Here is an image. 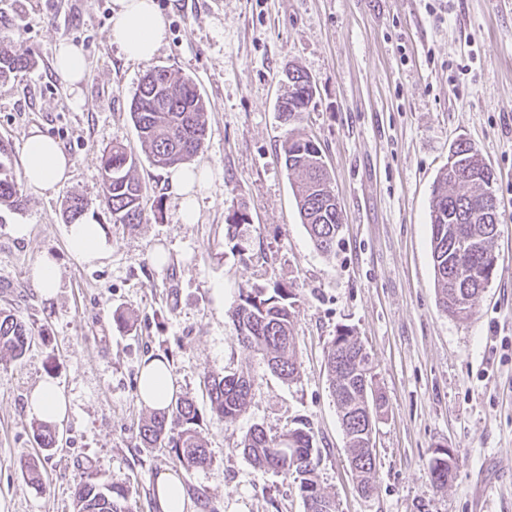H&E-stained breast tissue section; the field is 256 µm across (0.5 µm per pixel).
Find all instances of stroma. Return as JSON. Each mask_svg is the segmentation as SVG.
Segmentation results:
<instances>
[{"mask_svg": "<svg viewBox=\"0 0 512 512\" xmlns=\"http://www.w3.org/2000/svg\"><path fill=\"white\" fill-rule=\"evenodd\" d=\"M168 37L150 63L126 60L109 39L114 0H0V37L30 68L0 82V142L20 164L30 129L74 163L57 192H24L0 205V308L33 324L21 359L0 351V512H75L79 483L129 489L128 512H155L153 478L176 469L165 449L137 445L149 413L137 393L144 362L169 360L177 394L196 401L210 465L183 482L186 512H305L292 476L255 469L241 441L306 425L317 473L336 512H512V0H156ZM83 47L86 71L71 88L54 70L59 42ZM295 64L317 91L300 123L275 110L282 68ZM192 80L207 105L208 134L193 162L211 171L197 223H182L168 171L141 159L137 174L162 216L113 223L99 201L100 156L119 141L140 151L129 103L148 65ZM319 146L343 226L331 253L302 223L282 159L287 133ZM470 142L495 173L501 205L491 280L464 319L438 306L430 203L448 151ZM89 203L110 250L78 265L66 244L67 196ZM247 213L234 236L226 219ZM30 227L28 238L12 234ZM167 253L156 267V251ZM57 262L46 298L29 273ZM224 285V305L211 290ZM284 284L297 295V380L270 372L239 342L229 316L240 287ZM128 320L114 321V312ZM359 336L386 398L373 436L376 489L358 493L331 396L325 352L337 329ZM244 371L246 412L212 416L206 373ZM62 387L71 413L59 443L39 447L26 412L39 382ZM451 449L455 470L437 488L429 464ZM36 459L42 473L22 472Z\"/></svg>", "mask_w": 512, "mask_h": 512, "instance_id": "stroma-1", "label": "stroma"}]
</instances>
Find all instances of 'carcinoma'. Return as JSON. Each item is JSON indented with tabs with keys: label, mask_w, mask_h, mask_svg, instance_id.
Instances as JSON below:
<instances>
[{
	"label": "carcinoma",
	"mask_w": 512,
	"mask_h": 512,
	"mask_svg": "<svg viewBox=\"0 0 512 512\" xmlns=\"http://www.w3.org/2000/svg\"><path fill=\"white\" fill-rule=\"evenodd\" d=\"M30 66L11 43L0 40V80ZM282 81L292 88L279 105L280 118L288 125L302 116L303 98H312L315 85L309 75L290 65L282 71ZM207 105L196 86L164 67L145 71L131 99L129 114L151 164L169 168L184 164L201 149L206 132ZM287 170L299 177L296 185L299 214L317 250L330 253L336 245L341 213L326 191L329 182L321 151L310 138L286 137L283 144ZM138 158L124 144L115 142L100 159L102 196L100 203L114 224L136 226L159 218L161 204L147 206L146 189L134 172ZM437 193L430 205L431 247L435 285L441 309L453 317L471 312L479 290L491 279L492 270L484 254L492 252L494 235L490 225L473 211V201L483 195L477 182L437 179ZM13 210L23 206L20 185L7 145L0 142V204ZM87 203L79 195L65 202L64 215L73 224L86 215ZM296 293L276 285L268 288L254 283L238 290L230 311L238 340L260 353L273 373L285 381L299 377L300 363L293 342ZM35 339L33 325L7 309H0V350L21 358ZM363 345L353 331L341 328L329 342L326 367L330 388L349 448V464L357 484L374 491L375 463L366 457L368 420H377V409L385 408L384 396L373 387L371 361L359 356ZM204 384L213 416L235 422L249 403L252 380L243 372H211ZM200 412L195 401L179 396L164 409L154 410L138 427L144 448H169L179 466L189 475L211 462V455L199 436ZM38 445L50 450L58 444L52 424L34 429ZM243 454L259 470L292 475L306 512H335L326 509L332 499L325 495L316 475L317 453L308 427L290 428L270 437L263 427L253 426L243 437ZM454 458L434 454L430 462L433 484L445 488L452 478ZM128 490L110 482L102 486L79 484L74 492L76 512H126L123 502Z\"/></svg>",
	"instance_id": "1"
}]
</instances>
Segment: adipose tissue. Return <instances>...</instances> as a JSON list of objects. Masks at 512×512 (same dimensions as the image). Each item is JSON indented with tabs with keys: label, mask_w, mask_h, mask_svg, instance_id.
I'll return each mask as SVG.
<instances>
[{
	"label": "adipose tissue",
	"mask_w": 512,
	"mask_h": 512,
	"mask_svg": "<svg viewBox=\"0 0 512 512\" xmlns=\"http://www.w3.org/2000/svg\"><path fill=\"white\" fill-rule=\"evenodd\" d=\"M109 32L112 44L119 46L133 61L150 60L164 44L166 24L155 0H115ZM22 173L27 188L37 194L59 189L69 182L73 162L56 141L39 129H32L22 151ZM210 177L207 168L177 166L169 171V182L179 198L183 223H196L198 206L196 194ZM67 249L79 264L93 265L104 259L109 244L101 225L85 219L70 225L67 231ZM141 401L152 409L166 407L174 397L172 371L164 357L148 360L138 379ZM27 411L40 421L56 424L66 419L68 400L59 387L50 382L39 383L27 399ZM154 505L156 512H185L187 496L182 479L174 472L164 470L154 477Z\"/></svg>",
	"instance_id": "adipose-tissue-1"
}]
</instances>
